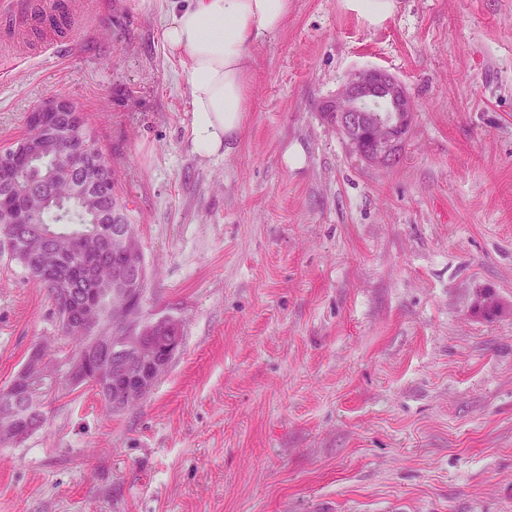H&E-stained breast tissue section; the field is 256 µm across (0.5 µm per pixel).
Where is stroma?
<instances>
[{
    "instance_id": "obj_1",
    "label": "stroma",
    "mask_w": 512,
    "mask_h": 512,
    "mask_svg": "<svg viewBox=\"0 0 512 512\" xmlns=\"http://www.w3.org/2000/svg\"><path fill=\"white\" fill-rule=\"evenodd\" d=\"M0 31V149L69 99L140 232L145 316L183 343L134 408L94 391L0 444V512H512V0H291L249 50L245 121L197 151L169 0H72ZM380 67L415 103L400 160L355 155L322 102ZM487 287L504 312H472ZM63 343L0 255V386Z\"/></svg>"
}]
</instances>
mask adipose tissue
Wrapping results in <instances>:
<instances>
[{"mask_svg": "<svg viewBox=\"0 0 512 512\" xmlns=\"http://www.w3.org/2000/svg\"><path fill=\"white\" fill-rule=\"evenodd\" d=\"M289 0H182L161 24L165 51L184 69L190 135L206 155L228 150L239 135L249 90L251 45L281 31Z\"/></svg>", "mask_w": 512, "mask_h": 512, "instance_id": "obj_1", "label": "adipose tissue"}]
</instances>
